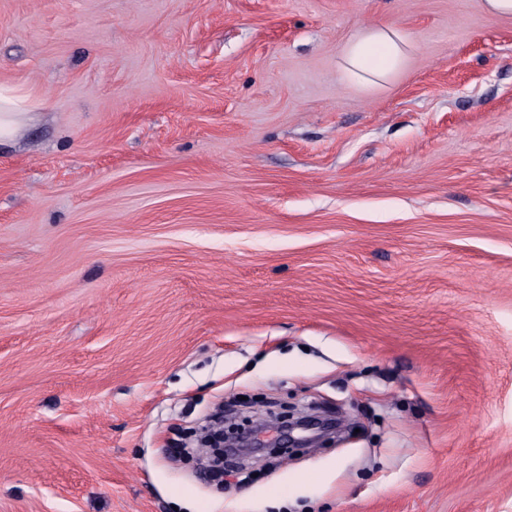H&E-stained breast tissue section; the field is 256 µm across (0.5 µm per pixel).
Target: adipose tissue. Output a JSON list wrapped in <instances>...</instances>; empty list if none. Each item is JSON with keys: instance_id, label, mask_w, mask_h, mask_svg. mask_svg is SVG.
Masks as SVG:
<instances>
[{"instance_id": "obj_1", "label": "adipose tissue", "mask_w": 512, "mask_h": 512, "mask_svg": "<svg viewBox=\"0 0 512 512\" xmlns=\"http://www.w3.org/2000/svg\"><path fill=\"white\" fill-rule=\"evenodd\" d=\"M412 48L408 34L395 26L361 28L342 48V76L361 84L386 80L405 65Z\"/></svg>"}]
</instances>
